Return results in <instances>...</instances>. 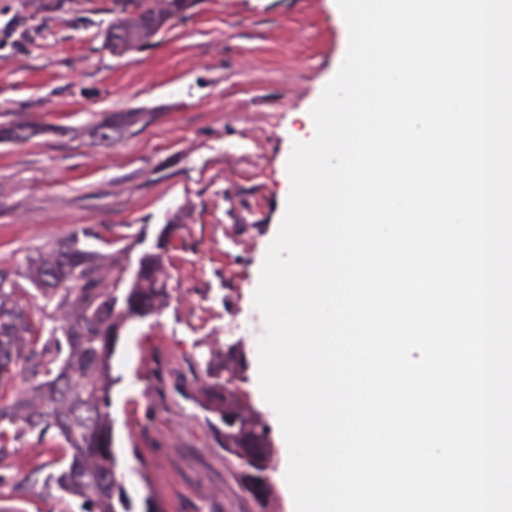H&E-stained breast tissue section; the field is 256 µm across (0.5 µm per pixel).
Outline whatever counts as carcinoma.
Returning a JSON list of instances; mask_svg holds the SVG:
<instances>
[{"label": "carcinoma", "mask_w": 512, "mask_h": 512, "mask_svg": "<svg viewBox=\"0 0 512 512\" xmlns=\"http://www.w3.org/2000/svg\"><path fill=\"white\" fill-rule=\"evenodd\" d=\"M192 5L193 0H112L106 43L120 55L140 48ZM147 117L116 112L94 123L93 131L110 143ZM32 134L31 125H0L1 143ZM176 231L177 225H164L133 269L112 264L113 240L105 236L110 226L78 227L31 257L26 280L43 299L38 311L54 322L46 336L33 311L15 298L18 289L2 288L7 274L0 273V386L17 377L24 383L19 391L0 393V463L5 448L27 434L57 442L50 452L58 470L45 476L44 486L58 512H135L113 448L110 362L127 322L154 320L168 305L160 251L169 250ZM238 353L234 343L209 359L205 382L192 400L205 413L224 459L233 460L232 476L253 512H264L260 486L270 472L246 461L245 451L262 447L271 431L244 412V397L227 376L239 369ZM20 492V484L0 475V512H22L12 505Z\"/></svg>", "instance_id": "obj_1"}]
</instances>
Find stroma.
<instances>
[{"label":"stroma","mask_w":512,"mask_h":512,"mask_svg":"<svg viewBox=\"0 0 512 512\" xmlns=\"http://www.w3.org/2000/svg\"><path fill=\"white\" fill-rule=\"evenodd\" d=\"M112 0H0V123L43 133L0 143V269L23 282L30 256L77 226L111 225L136 262L178 224L171 300L125 325L111 361L119 470L135 507L252 512L204 415L183 397L202 386L217 336L247 353L245 391L273 426L269 512H289L288 450L258 387L264 333L253 294L290 192L286 163L308 141L309 114L348 48L336 0H198L140 50L112 55ZM152 120L104 145L88 127L108 112ZM60 134H53V127ZM53 454L36 435L11 443L7 473L23 512H56L43 493Z\"/></svg>","instance_id":"1"}]
</instances>
